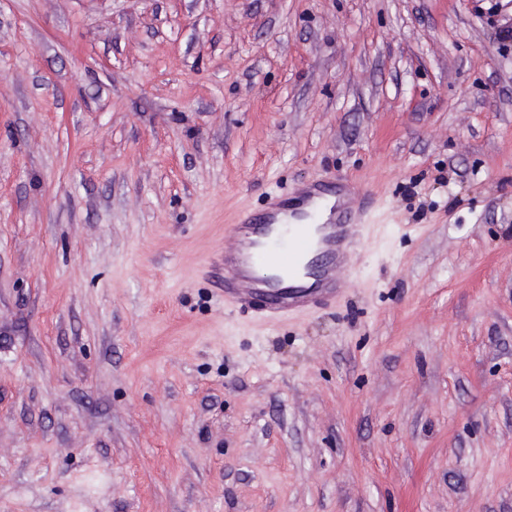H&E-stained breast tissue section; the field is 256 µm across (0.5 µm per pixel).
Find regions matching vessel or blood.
Wrapping results in <instances>:
<instances>
[{"instance_id": "obj_1", "label": "vessel or blood", "mask_w": 512, "mask_h": 512, "mask_svg": "<svg viewBox=\"0 0 512 512\" xmlns=\"http://www.w3.org/2000/svg\"><path fill=\"white\" fill-rule=\"evenodd\" d=\"M365 200L350 184L316 182L246 212L212 265L225 302L270 320L336 299L360 236Z\"/></svg>"}]
</instances>
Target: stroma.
Masks as SVG:
<instances>
[{"label":"stroma","instance_id":"35a3bbf8","mask_svg":"<svg viewBox=\"0 0 512 512\" xmlns=\"http://www.w3.org/2000/svg\"><path fill=\"white\" fill-rule=\"evenodd\" d=\"M326 177L336 300L224 303ZM0 512H512V0H0ZM366 198L350 184L316 182L270 197L246 212L231 243L211 265L221 267L218 294L269 320L317 309L336 299L341 275L359 239ZM320 255L330 262L318 265ZM260 270L264 275L257 276Z\"/></svg>","mask_w":512,"mask_h":512}]
</instances>
